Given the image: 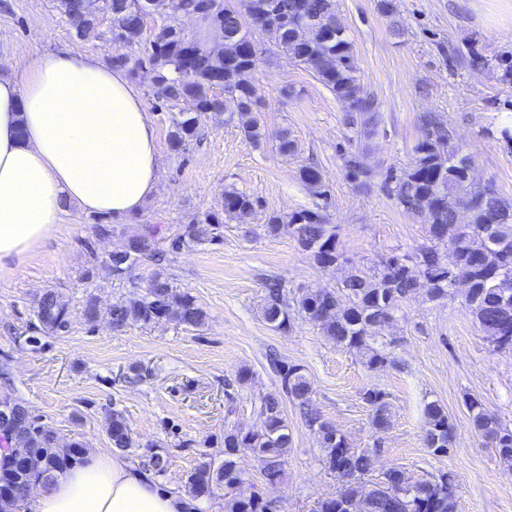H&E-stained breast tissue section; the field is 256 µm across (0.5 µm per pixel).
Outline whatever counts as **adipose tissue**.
<instances>
[{
    "label": "adipose tissue",
    "instance_id": "adipose-tissue-1",
    "mask_svg": "<svg viewBox=\"0 0 512 512\" xmlns=\"http://www.w3.org/2000/svg\"><path fill=\"white\" fill-rule=\"evenodd\" d=\"M157 130L125 73L69 50L0 73V266L56 231L67 205L117 219L155 194ZM118 455L88 453L38 485L19 512H191Z\"/></svg>",
    "mask_w": 512,
    "mask_h": 512
}]
</instances>
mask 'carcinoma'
<instances>
[{"mask_svg":"<svg viewBox=\"0 0 512 512\" xmlns=\"http://www.w3.org/2000/svg\"><path fill=\"white\" fill-rule=\"evenodd\" d=\"M209 0H99L97 10L90 12L86 0H56V10L70 26L74 35L87 40L98 36L100 18L109 19V33L129 48H142L131 59L126 55L112 58L115 67L143 68L154 75L153 95L169 107L168 141L171 150L185 154L199 137L202 117L209 113L231 112L238 128L249 142L259 141L261 117L257 111L258 90L248 79L255 63L256 50L243 19L252 24L294 63L310 71L316 80L345 104V124L355 134L370 138L377 135L382 123L378 102L363 95L357 76L352 45L345 28L336 15L335 0H277L288 25L271 23L252 15L255 0H240V8L223 7L214 14H201L198 22L204 35L185 36L179 16L192 13ZM151 14L155 25L149 42H144L143 15ZM218 27L223 40L215 47L208 44V34ZM473 68L502 69L503 77L512 81V60L472 53ZM424 135L414 147V157L402 175H393L388 194L396 205L415 212L429 224L433 246L413 258L397 255L386 258L371 272L355 271L338 288L302 289L293 297L279 280L265 283L263 318L274 328H287L290 312L319 326L322 334L337 345L360 356L377 368L387 364L388 357L374 346L372 325L387 321L399 310L407 297L425 290L431 300L452 296L448 276L461 273L468 277L478 304L471 308L487 338L501 350H512V320L500 319V305L512 306V246L503 254L485 246L482 231L494 229L512 238V204L501 199L494 189L471 182L466 175L467 158L458 156L449 127L432 115L424 117ZM345 168L365 186L372 170L359 152L344 158ZM469 206L470 223L457 222L459 202ZM253 211L247 195L224 191V216L243 219ZM268 236L283 233L292 237L310 254L320 267L336 264L342 258L337 249V226L327 222L318 211L301 210L289 219L272 216L265 225ZM224 222L214 214L194 216L172 238L168 250L178 253L223 239ZM163 260L159 247L158 228L147 226L131 235L126 246L110 253L103 264L113 279L123 280L126 270L139 259ZM86 323L107 322L112 330L121 331L134 324H150L166 320L177 326L199 330L208 322L206 310L194 296L179 292L163 269L154 271L143 292L104 305L97 293L90 291L83 303ZM35 334L29 337L33 349L42 347V337L59 336L70 328L69 306L60 292L47 289L35 300ZM282 386L288 399L297 406L307 426L318 438L327 469L342 479L336 494L319 501L317 512H455L457 484L443 474L437 479L418 481L403 494L390 489L403 483L404 472L392 471L378 483L364 477L373 468V454L349 446L336 426L321 418L312 403V387L297 366H280ZM371 406V425L381 431L390 424L391 412L385 393L372 389L366 393ZM464 404L472 429L491 443L503 467L512 469V431L504 428L490 414L482 401L468 396ZM22 411L26 425L16 429L4 427L0 439V482L12 491V500L23 499L31 486L46 482L62 471L65 455L56 447L52 426L34 416L21 399L6 393L0 396V412ZM424 441L436 453L452 447L455 428L444 408L429 402L424 409ZM259 426L247 432L231 429L224 432V460L206 462L186 475L185 489L195 498L209 499L214 490H228L241 477L235 457L251 452L262 462L266 481L277 482L291 445L288 423L280 399L272 394L264 397L259 411ZM106 435L112 447L125 451L134 445L132 431L122 411L113 409L106 416ZM13 454L25 455L37 462L29 472L6 468ZM227 512H267V504L259 496L249 499L229 497Z\"/></svg>","mask_w":512,"mask_h":512,"instance_id":"1","label":"carcinoma"}]
</instances>
